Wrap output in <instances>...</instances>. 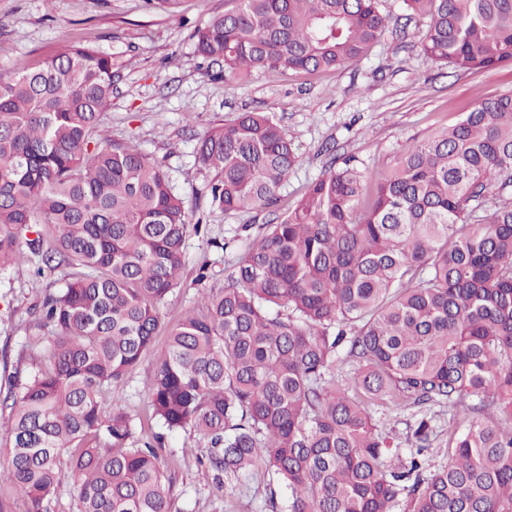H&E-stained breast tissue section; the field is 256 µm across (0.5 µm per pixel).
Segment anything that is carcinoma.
Here are the masks:
<instances>
[{"label": "carcinoma", "instance_id": "cac0c4a2", "mask_svg": "<svg viewBox=\"0 0 512 512\" xmlns=\"http://www.w3.org/2000/svg\"><path fill=\"white\" fill-rule=\"evenodd\" d=\"M234 2L194 32L226 78L357 64L392 23L379 0ZM402 4L426 19L429 60L512 63V0ZM114 76L112 57L65 46L0 79V271L73 269L34 307L48 363L8 378L0 401L13 448L0 482L24 512H49L66 478L80 512H173L162 434L111 399L147 359L152 418L202 444L221 494L261 476L264 512H512V92L414 142L372 185L332 158L282 213L298 155L275 117L206 131L194 157L209 209L273 220L242 225L222 287L201 262L198 306L170 328L162 308L202 224L160 163L102 134ZM434 406L453 413L437 470ZM383 407L420 417L400 440L374 422Z\"/></svg>", "mask_w": 512, "mask_h": 512}]
</instances>
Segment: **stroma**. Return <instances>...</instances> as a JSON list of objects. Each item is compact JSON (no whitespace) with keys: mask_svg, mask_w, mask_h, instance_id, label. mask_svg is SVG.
Returning a JSON list of instances; mask_svg holds the SVG:
<instances>
[{"mask_svg":"<svg viewBox=\"0 0 512 512\" xmlns=\"http://www.w3.org/2000/svg\"><path fill=\"white\" fill-rule=\"evenodd\" d=\"M231 5L179 0L174 11L162 12L145 0H0V77L38 67L66 43L111 56L116 76L103 130L160 162L176 192L202 217L204 234L186 241V285L164 307L170 325L197 304L191 282L202 260L212 263L213 286L223 285L225 266L243 248L240 228L252 221L248 214L209 210L202 195L206 175L193 154L196 135L243 111L274 113L299 156L280 191L284 210L324 171L330 156L355 157L367 181H375L414 141L454 124L480 99L512 91V64L454 72L426 59L423 25L401 20V0H381V10L399 23L361 63L319 73L258 71L215 80L195 52L192 33ZM212 238L229 240L227 251L209 246ZM48 282L31 263L0 272V378L23 377L46 363L33 307ZM151 375V364L143 363L112 390L113 399L139 420L151 414L144 396ZM164 443L162 465L172 480L174 512H261L263 480L217 496L197 463L201 445L182 432L167 434Z\"/></svg>","mask_w":512,"mask_h":512,"instance_id":"obj_1","label":"stroma"}]
</instances>
